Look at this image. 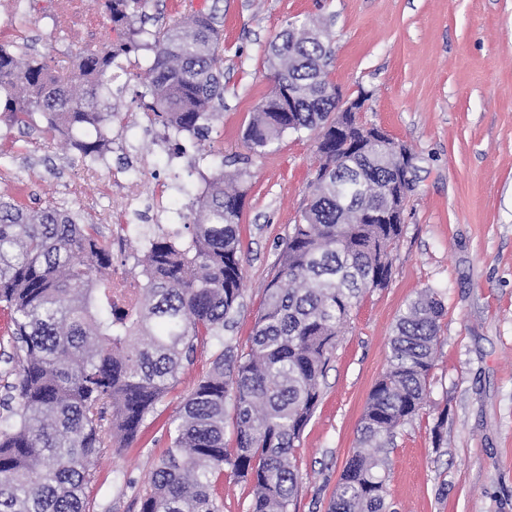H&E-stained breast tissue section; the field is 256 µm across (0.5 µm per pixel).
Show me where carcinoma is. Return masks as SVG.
I'll use <instances>...</instances> for the list:
<instances>
[{
  "label": "carcinoma",
  "instance_id": "1",
  "mask_svg": "<svg viewBox=\"0 0 512 512\" xmlns=\"http://www.w3.org/2000/svg\"><path fill=\"white\" fill-rule=\"evenodd\" d=\"M149 0H112V21L125 40L81 53L52 68L0 45V112L17 126L42 114L66 133L98 127L94 141L74 143L95 163L108 142L97 94L121 55L150 49L143 97L164 139L202 140L224 108L213 13L144 29ZM151 33L152 42L141 39ZM332 51L318 27L298 21L267 49L275 89L254 112L244 139L259 156L288 132L316 138L319 167L311 200L264 288L251 343L226 335L243 308L244 257L238 226L243 193L207 181L190 206L188 236L153 234L142 261L139 306L112 305V282L96 273L112 250L96 224L47 205L27 208L0 195V303L14 381L0 403V512H87L89 465L103 449L136 441L176 385L197 348L211 346L207 374L167 423L170 446L152 475L140 512H223L217 483L230 473L251 486L249 512H291L302 477L296 444L312 419L338 329L362 295L392 276L389 247L398 221L351 224L364 203L382 211L397 190L382 136L349 153L364 125L336 115L327 66ZM297 92L288 111V86ZM446 307L425 291L412 300L390 338V366L371 390L360 421V447L346 462L328 512H395L385 471L398 428L418 414L440 342ZM232 425L234 446L225 440Z\"/></svg>",
  "mask_w": 512,
  "mask_h": 512
}]
</instances>
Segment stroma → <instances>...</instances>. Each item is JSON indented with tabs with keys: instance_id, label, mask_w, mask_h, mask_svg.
Returning <instances> with one entry per match:
<instances>
[{
	"instance_id": "obj_1",
	"label": "stroma",
	"mask_w": 512,
	"mask_h": 512,
	"mask_svg": "<svg viewBox=\"0 0 512 512\" xmlns=\"http://www.w3.org/2000/svg\"><path fill=\"white\" fill-rule=\"evenodd\" d=\"M212 12L221 31L224 107L197 162L194 140L168 157L156 130L122 140L143 118L141 77L153 53L123 57L124 86L102 107L116 111L106 164L85 163L44 119L27 128L0 120V194L30 208L78 211L112 234V172L127 194L156 180L199 197L223 160L248 154L243 134L274 87L266 49L288 24L316 19L329 36L328 78L350 99L366 95L363 123L383 129L415 156L416 183L391 255L387 287L367 292L342 326L313 418L294 451L303 476L294 512H326L359 445V422L389 368L397 317L423 289L447 308L419 415L398 431L389 454L388 499L397 512H512V0H153L171 21ZM28 53L74 61L76 35L37 27ZM318 162L308 134H288L252 158L239 234L244 307L231 332L247 349L263 289L310 199ZM212 350L198 348L159 405L160 422L93 466L89 512H140L152 472L169 446L163 420L204 376ZM446 416L444 447L433 429Z\"/></svg>"
}]
</instances>
